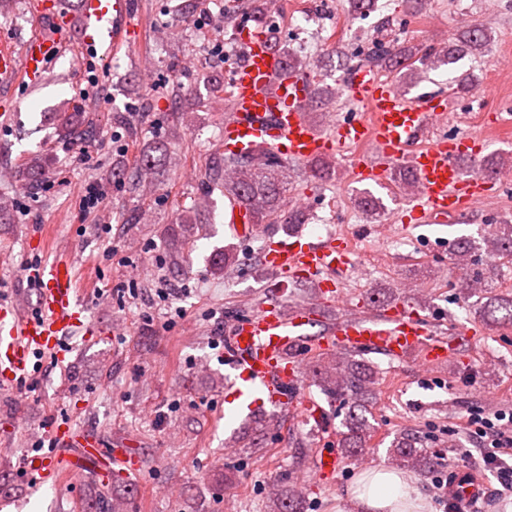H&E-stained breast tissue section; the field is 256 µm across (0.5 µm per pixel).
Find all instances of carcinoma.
<instances>
[{
	"mask_svg": "<svg viewBox=\"0 0 512 512\" xmlns=\"http://www.w3.org/2000/svg\"><path fill=\"white\" fill-rule=\"evenodd\" d=\"M492 40V31L485 26H470L459 31L447 50L440 54L422 50L416 45L399 42L373 41L370 52L363 59L366 66L385 69L402 75L409 81L420 78V74L442 65H452L466 54L481 53ZM285 58L288 70L304 73L309 68L298 55L287 47L275 46ZM61 129L72 136L83 124L79 112H61L58 115ZM214 155L222 163L225 195L238 198L249 211L253 224H302L304 214L297 209H288L283 214L288 185L292 184L290 167L280 163L273 153L260 148L251 156H235L216 148ZM161 156L151 153L140 155L132 175V186L137 187L153 173ZM50 167V160L42 154L27 159L22 176L35 182ZM487 254L493 258L512 257V224L505 223L491 236L485 238ZM452 261L460 272V288L468 297L475 298L474 305L485 311H506L508 322H512V297L487 295L493 287L491 277L484 269L476 268V262L467 242H460L452 253ZM316 373L324 391L343 400L348 410L342 420L338 445L345 456L355 461L367 448L373 428L366 413L374 395L376 373L363 362L348 356L336 357L328 362L318 361ZM389 457L397 468L425 474L434 467L437 456L422 447L412 432L398 435L390 444ZM301 491L296 485L288 487V494L277 500V512H300Z\"/></svg>",
	"mask_w": 512,
	"mask_h": 512,
	"instance_id": "carcinoma-1",
	"label": "carcinoma"
}]
</instances>
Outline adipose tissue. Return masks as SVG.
<instances>
[{"instance_id": "adipose-tissue-1", "label": "adipose tissue", "mask_w": 512, "mask_h": 512, "mask_svg": "<svg viewBox=\"0 0 512 512\" xmlns=\"http://www.w3.org/2000/svg\"><path fill=\"white\" fill-rule=\"evenodd\" d=\"M412 477L389 467H377L361 474L349 495L362 512H430L428 499L409 494Z\"/></svg>"}]
</instances>
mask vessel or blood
I'll list each match as a JSON object with an SVG mask.
<instances>
[{
  "instance_id": "1",
  "label": "vessel or blood",
  "mask_w": 512,
  "mask_h": 512,
  "mask_svg": "<svg viewBox=\"0 0 512 512\" xmlns=\"http://www.w3.org/2000/svg\"><path fill=\"white\" fill-rule=\"evenodd\" d=\"M30 9L42 27L22 52L0 42L1 80L20 75L32 85H42L49 60L65 50L57 31L73 23L91 52L108 56L131 44L132 0H82L76 20L60 0H32ZM241 41L242 60L230 79L224 115L225 151L250 155L264 146L285 163L336 154L349 159L355 181L384 189L390 186L393 168L409 167L416 175V189L404 194L403 207L392 217L393 223L406 228L479 210L504 184L500 173L465 174L459 160L465 157L480 164L489 140L512 127V115L499 112L479 130L452 134L447 127L454 104L446 94H412L361 66L344 84L358 111L338 116L331 129L323 131L305 114L314 89L311 79L288 72L266 32H244ZM228 228L241 240L257 233L256 225L246 221L244 206L237 203L231 206ZM355 255L351 238L344 234L324 239L298 233L266 236L262 265L283 278L314 282L316 296L313 303L289 308L271 297L233 319L223 343L231 392L224 402L228 411L248 415L270 406L298 412L305 420L320 419L322 407L303 393V363L313 352H368L394 361L415 354L429 368L448 360L453 350L448 337L442 336L436 320L410 304L323 320L322 304L344 298L343 280L357 263ZM29 277L38 296L34 313H26L15 303L0 305L1 391L23 389L35 353L57 357L61 341L71 331L93 327L70 259L39 265ZM317 322L321 332L307 335V327ZM49 438L53 443L50 452L26 456L23 462L35 486L63 480L78 486L91 464L101 471L115 466L128 477L139 474L138 460L130 448L116 449L106 463L95 434L55 423ZM339 470L338 459L329 452L315 455L311 462L314 481L326 488L334 486ZM450 489L452 501L459 504L485 495L483 483L462 473L452 477Z\"/></svg>"
}]
</instances>
